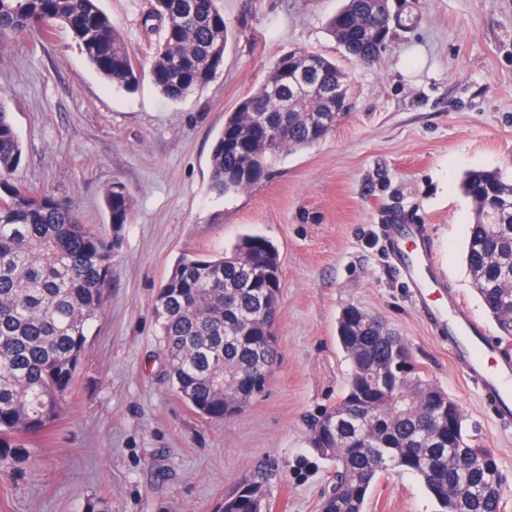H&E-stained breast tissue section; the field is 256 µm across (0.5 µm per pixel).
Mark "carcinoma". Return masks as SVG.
Instances as JSON below:
<instances>
[{
  "instance_id": "cac0c4a2",
  "label": "carcinoma",
  "mask_w": 512,
  "mask_h": 512,
  "mask_svg": "<svg viewBox=\"0 0 512 512\" xmlns=\"http://www.w3.org/2000/svg\"><path fill=\"white\" fill-rule=\"evenodd\" d=\"M218 0H154L145 22L163 27L154 59L144 69L98 0H0V46L45 37L66 25L87 60L127 92L149 79L169 102H180L224 67L229 32ZM371 0H345L328 22L344 53L370 62L389 43L361 35ZM320 92L291 112L280 111L288 78L275 65L263 82L227 114L211 152L210 189L219 195L262 180L279 156L309 148L336 127V87L350 94L336 60L317 56ZM23 146L6 99L0 97V480L26 472L34 442L60 419L121 245L132 204L110 186L103 203L112 234L82 223L78 211L15 177ZM472 203L505 205L499 224H468L465 262L493 318L498 341L512 342V182L499 171H471L462 182ZM281 257L262 236L244 235L217 259L185 254L160 288L154 306L157 335L173 388L199 415L224 420V401L248 404L263 392L255 377L277 364L268 321L276 319ZM337 337L350 364L344 396L311 427L310 445L336 465V482L321 512H365L371 488L384 472L373 456L398 462L416 476L438 512H500L498 463L468 435L465 419L439 426L429 408L458 402L423 378L402 337L354 307L337 321ZM368 375L389 380L372 386ZM267 507L259 480L242 481L218 512Z\"/></svg>"
}]
</instances>
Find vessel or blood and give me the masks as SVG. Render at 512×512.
Returning <instances> with one entry per match:
<instances>
[{"mask_svg": "<svg viewBox=\"0 0 512 512\" xmlns=\"http://www.w3.org/2000/svg\"><path fill=\"white\" fill-rule=\"evenodd\" d=\"M384 242L394 264L421 312L436 331L453 345L465 361L468 380L484 394L499 419L512 421V360L501 356L489 342L483 327L445 291L438 271L433 243L420 224H385Z\"/></svg>", "mask_w": 512, "mask_h": 512, "instance_id": "b4317fda", "label": "vessel or blood"}]
</instances>
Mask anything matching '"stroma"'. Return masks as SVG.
Here are the masks:
<instances>
[{
  "label": "stroma",
  "instance_id": "35a3bbf8",
  "mask_svg": "<svg viewBox=\"0 0 512 512\" xmlns=\"http://www.w3.org/2000/svg\"><path fill=\"white\" fill-rule=\"evenodd\" d=\"M230 30L224 68L181 103L150 83L132 93L87 61L68 27L0 47V93L24 152L19 177L111 232L105 189L132 200L106 301L62 416L31 468L0 487V512H214L245 479L266 483L270 512H320L334 469L309 425L342 397L349 364L336 338L349 307L384 320L415 364L462 406L469 430L512 478V425L495 417L420 315L378 227L428 225L439 271L495 336L464 262L473 205L465 171L512 177V0H392L398 23L369 64L326 29L342 0H219ZM143 65L149 0H99ZM336 59L351 107L316 145L279 157L254 186L209 190L213 139L288 53ZM245 232L282 259L279 358L240 414L193 412L169 381L154 324L160 287L185 253L216 256ZM404 471L379 475L367 512H436Z\"/></svg>",
  "mask_w": 512,
  "mask_h": 512
}]
</instances>
